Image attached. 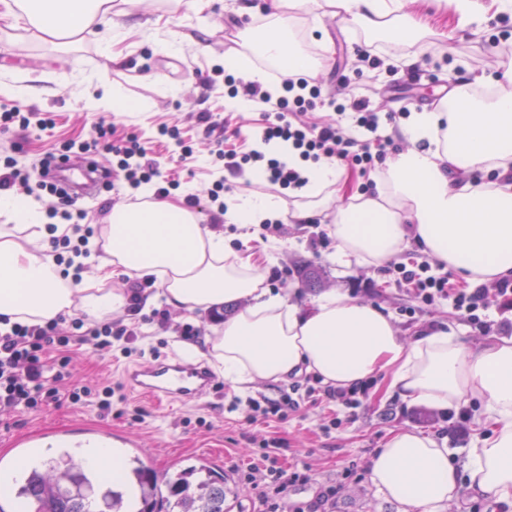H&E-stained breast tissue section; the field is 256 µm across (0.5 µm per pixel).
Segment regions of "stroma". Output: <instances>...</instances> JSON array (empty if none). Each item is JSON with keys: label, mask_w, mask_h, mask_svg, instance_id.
Returning a JSON list of instances; mask_svg holds the SVG:
<instances>
[{"label": "stroma", "mask_w": 512, "mask_h": 512, "mask_svg": "<svg viewBox=\"0 0 512 512\" xmlns=\"http://www.w3.org/2000/svg\"><path fill=\"white\" fill-rule=\"evenodd\" d=\"M233 0H202L188 7L182 0H133L128 9L135 24L105 44L100 36L73 43L43 41L25 22L14 27L0 24V81L28 87L26 96L0 95L1 109L23 112L35 109L50 114L52 129L11 130L0 133V155L14 157L30 173L31 183L40 179L39 162L47 154H62L71 142L90 139L97 123L113 130V139L138 134L146 147L159 158L162 173H178L177 198L201 195L197 212L209 220L210 204L203 194L211 186L213 167L211 146L205 136L200 114H212L226 121L229 130H247L253 114L248 104L230 106L224 94V79L214 71L216 63L227 56L255 59L256 26L251 17L237 15ZM408 10L425 30V41L442 46V53L424 52L423 44L413 46L419 59L411 69L394 66L393 55L380 56L370 67L361 66L360 54L366 49L367 36L351 31L340 20L318 12H298L294 37L301 49L328 44L332 65L321 68L317 79L324 95L344 100L351 94L346 78L370 99L377 112L416 111L431 108L445 98L459 83V75L498 77L512 69V17L488 10L481 35H474L460 20L454 5L441 11L428 7L426 0H410ZM178 33L186 44L181 53L160 49V40ZM104 82L120 91L134 104L131 112L95 108L86 101V80ZM178 130V138L159 137L160 126ZM191 141L196 159L183 166L179 159L180 141ZM101 177L94 195L77 199L89 224L100 223L116 204L129 201L128 187L122 173L112 166L111 152L95 156ZM330 221L314 215L307 224H284L280 235L261 239L252 225L221 224L224 243L238 255L252 257L260 264L272 293L292 296L300 306L326 291L337 289L350 297L373 303L390 313L403 340H411L425 327L441 328L463 336L472 348H479L486 335L460 321L448 302L423 308L413 316L404 310L413 300L406 287L385 275L382 266L373 263H336L335 238L320 239L321 230ZM320 273L316 287H307L305 268ZM138 357L109 361L91 351H84L74 361L73 375L78 381L124 383L126 368L140 365ZM285 382H256L248 389L225 384L222 395L208 396L201 402L175 403L158 407L135 393H127L130 407L139 408L141 421L130 416L103 415L92 407L50 409L37 413L0 416V459L15 463L18 439L42 436L55 441L57 432L82 436L89 428L115 430L140 442L139 455L144 464L157 471L188 465L202 458L223 470L231 490L227 498L229 512H261L256 489L239 484L237 471L249 455L257 452L261 441L270 436L282 439L279 462L284 467H298L309 476L307 483L289 488L294 503H312L322 487L336 488L326 512H404L405 506L385 495L372 484L369 472L372 454L381 447L386 432L406 427L435 436L450 451L460 481H467L465 462L469 448L486 426L475 415L479 402L467 410L471 416L469 434L454 438L450 425L433 418V410L424 405H410L385 391L383 376L370 383L368 395L354 412L333 414L325 401L306 404L284 422L272 421L247 425L238 422L225 409L227 399L258 394L271 397L288 390ZM339 426H331L333 417ZM204 425H197V418Z\"/></svg>", "instance_id": "obj_1"}]
</instances>
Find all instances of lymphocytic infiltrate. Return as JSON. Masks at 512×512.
Here are the masks:
<instances>
[{"label": "lymphocytic infiltrate", "instance_id": "obj_1", "mask_svg": "<svg viewBox=\"0 0 512 512\" xmlns=\"http://www.w3.org/2000/svg\"><path fill=\"white\" fill-rule=\"evenodd\" d=\"M275 79L282 89L279 97H272L260 84L247 82L242 87H231L230 96L244 95L251 101L257 118L248 135L247 151L237 153L224 150L227 126L212 121L210 115H201L214 135L215 155L222 161L223 175L214 181L209 195L218 199L220 191L229 189L230 178L242 177L246 167L260 169L266 181L288 189L305 186L306 180L299 170L289 166L288 154L297 155L302 161L317 163L323 160L341 161L349 167L369 173L383 164L397 146L392 137L380 135L384 125L397 124L396 112L380 114L369 107L366 97L352 95L347 102L339 103L324 97L316 80L293 69L277 71ZM330 108L337 114L336 120L322 125H302L292 119L294 113L316 108ZM110 151L116 165L123 171L131 185L152 181L159 175L158 169L146 148L136 136L113 141L111 128L97 125L94 136L78 144L77 149L89 153L98 149ZM62 219L70 221L71 230L48 240L49 256L55 264H63L65 257H86L88 244L96 230L85 224L83 210L75 209L68 194L58 193ZM427 261L408 259L388 265L386 271L396 280L410 285L417 303L430 306L437 300H452L460 319L475 330L484 332L492 322L487 314V288L450 287L447 277L430 272ZM155 284L148 277L136 282L131 292L127 312L128 320H116L95 327H86L82 318L71 321L74 335H66L60 320L54 319L42 325L13 324L10 330L0 331V413L36 412L65 405L81 406L96 404L101 413L112 411L115 388L101 384H77L63 390L59 384L69 377V366L74 354L83 347H91L101 357L121 353L128 358L137 354L136 343L145 325L159 329L170 326V313L165 309H146L148 288ZM316 387L293 385L289 391L271 398L265 395L244 400L234 399L231 411L240 414L245 424L276 418L286 420L289 413L298 411L306 399L319 393ZM324 397L347 409L358 408L365 389L327 388ZM282 441L271 437L261 445L262 451L256 462L239 473L241 484L259 489L266 512H305L299 505L291 504L288 489L297 482L306 481L305 473L287 471L278 464Z\"/></svg>", "mask_w": 512, "mask_h": 512}]
</instances>
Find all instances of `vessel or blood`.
<instances>
[{
  "label": "vessel or blood",
  "instance_id": "1",
  "mask_svg": "<svg viewBox=\"0 0 512 512\" xmlns=\"http://www.w3.org/2000/svg\"><path fill=\"white\" fill-rule=\"evenodd\" d=\"M127 383L157 403L201 401L220 385L203 362L162 359L125 373Z\"/></svg>",
  "mask_w": 512,
  "mask_h": 512
}]
</instances>
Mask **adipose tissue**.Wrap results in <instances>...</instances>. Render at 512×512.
<instances>
[{"instance_id":"adipose-tissue-1","label":"adipose tissue","mask_w":512,"mask_h":512,"mask_svg":"<svg viewBox=\"0 0 512 512\" xmlns=\"http://www.w3.org/2000/svg\"><path fill=\"white\" fill-rule=\"evenodd\" d=\"M273 6L276 23L261 32L259 50L302 71L312 64L288 36V11L298 6L397 43L422 32L404 13V0H273ZM126 16L113 0H0L1 22L26 19L48 42L93 33L106 18L111 41ZM494 84L497 93L484 98L460 84L452 104L410 113L402 128L408 147L373 173L374 192L353 194L347 205H335L329 192L343 186V169L327 161L310 165L291 223L326 213L336 257L346 263L390 261L412 240L468 283L512 277V71ZM481 170L496 172V180L473 185L471 174ZM224 203L229 224H260L281 207L275 196L258 192ZM0 215L7 219L0 226L1 318L41 324L76 313L93 320L122 314L130 295L108 286L117 273L156 277L177 309L206 313L242 300L205 338L225 382H280L306 372L344 388L382 373L388 392L412 403L444 410L480 401L478 419L492 432L469 453V488L512 504V336L490 337L476 351L444 330L425 329L406 342L390 315L335 289L300 308L264 288L261 268L226 251L222 233L165 198L113 207L100 230L98 287L71 288L42 257L41 206L4 195ZM17 223L25 236L15 234ZM370 478L406 512H440L460 487L447 449L408 428L388 433L371 458Z\"/></svg>"}]
</instances>
